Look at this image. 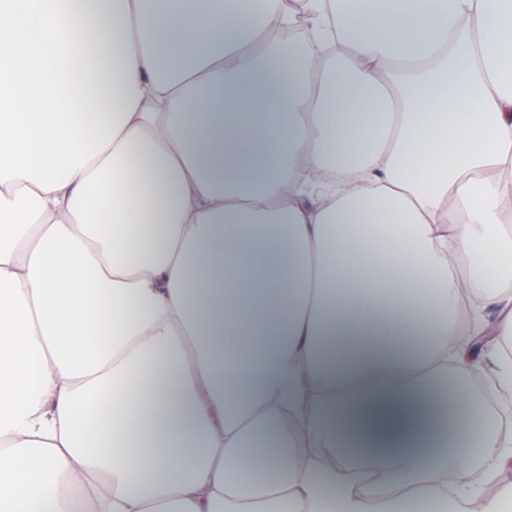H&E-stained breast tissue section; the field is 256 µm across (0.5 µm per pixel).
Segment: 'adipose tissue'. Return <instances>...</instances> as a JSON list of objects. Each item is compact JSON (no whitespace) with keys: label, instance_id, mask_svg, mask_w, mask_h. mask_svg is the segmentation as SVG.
<instances>
[{"label":"adipose tissue","instance_id":"adipose-tissue-1","mask_svg":"<svg viewBox=\"0 0 512 512\" xmlns=\"http://www.w3.org/2000/svg\"><path fill=\"white\" fill-rule=\"evenodd\" d=\"M452 372L512 402V0H0V512H499Z\"/></svg>","mask_w":512,"mask_h":512}]
</instances>
